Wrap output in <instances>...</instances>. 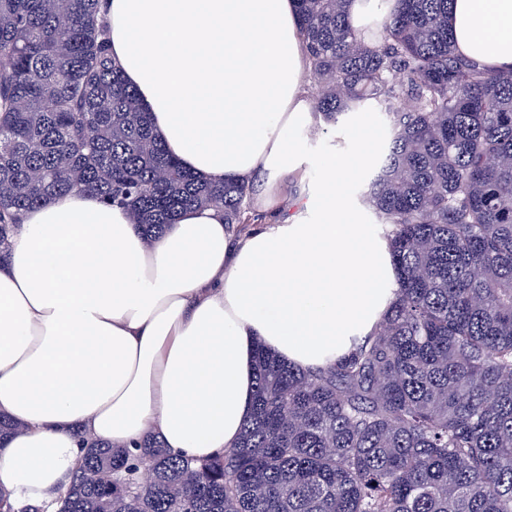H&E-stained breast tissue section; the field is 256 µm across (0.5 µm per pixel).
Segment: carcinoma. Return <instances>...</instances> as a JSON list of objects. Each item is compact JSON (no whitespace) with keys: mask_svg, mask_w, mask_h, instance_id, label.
<instances>
[{"mask_svg":"<svg viewBox=\"0 0 512 512\" xmlns=\"http://www.w3.org/2000/svg\"><path fill=\"white\" fill-rule=\"evenodd\" d=\"M367 40L350 0H297L315 115L389 121L364 201L397 290L379 328L315 369L259 346L251 412L212 458L82 437L55 512H512V74L455 51L452 0H390ZM0 263L24 212L76 190L153 243L188 209L260 216L154 134L112 62L99 0H0ZM0 512H45L0 489Z\"/></svg>","mask_w":512,"mask_h":512,"instance_id":"cac0c4a2","label":"carcinoma"}]
</instances>
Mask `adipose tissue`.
<instances>
[{"instance_id": "obj_1", "label": "adipose tissue", "mask_w": 512, "mask_h": 512, "mask_svg": "<svg viewBox=\"0 0 512 512\" xmlns=\"http://www.w3.org/2000/svg\"><path fill=\"white\" fill-rule=\"evenodd\" d=\"M110 55L155 134L209 182L256 178L270 212L231 239L218 207L184 211L146 245L125 208L88 191L22 217L0 264V489L54 502L77 432L133 448L158 434L175 455L231 449L264 346L308 368L349 354L395 298L388 242L351 217L367 155L332 157L317 199L273 207L313 122L295 0H101ZM458 54L512 71V0H453Z\"/></svg>"}]
</instances>
